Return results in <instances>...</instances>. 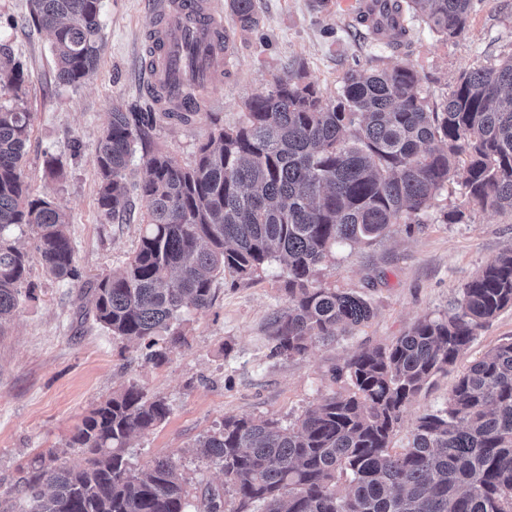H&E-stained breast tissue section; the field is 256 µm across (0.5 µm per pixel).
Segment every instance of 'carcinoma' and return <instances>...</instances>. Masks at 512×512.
I'll list each match as a JSON object with an SVG mask.
<instances>
[{
  "mask_svg": "<svg viewBox=\"0 0 512 512\" xmlns=\"http://www.w3.org/2000/svg\"><path fill=\"white\" fill-rule=\"evenodd\" d=\"M239 31L256 29L254 0H228ZM475 0H371L354 35L396 51L419 16L447 39L463 34ZM35 26L53 37L56 82L78 87L101 53V0H31ZM24 71L0 43V326L18 310L33 263L74 277L65 214L30 194L22 174L30 113ZM404 59L381 70L351 69L334 98L307 80L305 64L244 104L234 127L214 126L194 162L156 148L155 112L115 107L93 164L106 218L127 213V169L146 170L138 191L147 222L133 255L93 287L95 321L112 336L185 343L179 318L213 300L218 277L251 278L286 263L288 306L269 324L274 356L304 358L368 321L361 296L321 287L315 272L333 245L370 242L395 224H419L449 182L483 208L512 210V54L462 71L439 99L420 94ZM27 229L32 248L8 239ZM512 307V248L487 262L448 316L423 318L390 345L356 351L333 370L352 392L324 395L286 427L229 415L198 440L224 471L203 512H512V339L489 349L457 380L445 408L417 417L409 445L392 439L410 403L454 366L479 331ZM165 400L131 383L78 425L68 446L83 463H38L17 493L30 512H188L186 481L170 458L129 466L136 434L166 419Z\"/></svg>",
  "mask_w": 512,
  "mask_h": 512,
  "instance_id": "carcinoma-1",
  "label": "carcinoma"
}]
</instances>
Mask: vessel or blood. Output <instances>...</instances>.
I'll use <instances>...</instances> for the list:
<instances>
[{"instance_id":"b4317fda","label":"vessel or blood","mask_w":512,"mask_h":512,"mask_svg":"<svg viewBox=\"0 0 512 512\" xmlns=\"http://www.w3.org/2000/svg\"><path fill=\"white\" fill-rule=\"evenodd\" d=\"M150 7L162 23L155 34L159 48L144 69L142 85L167 103L194 110L186 86L206 85L222 69L224 16L215 0H151Z\"/></svg>"}]
</instances>
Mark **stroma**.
<instances>
[{"label": "stroma", "instance_id": "35a3bbf8", "mask_svg": "<svg viewBox=\"0 0 512 512\" xmlns=\"http://www.w3.org/2000/svg\"><path fill=\"white\" fill-rule=\"evenodd\" d=\"M149 0H102L103 51L95 75L77 88L55 80L51 35L35 27L29 0H0V41L9 44L24 68V106L31 133L24 179L33 196L48 197L65 212L75 248L76 277L55 278L33 265L15 318L0 329V500L27 505L13 492L34 460L78 459L67 442L81 419L129 383L165 399L169 416L134 438L128 453L133 469L158 457L172 458L186 479L193 505L207 489L224 485L220 466L202 460L194 445L224 416L273 419L288 425L331 392L347 390L330 376L355 351L384 345L404 335L418 319L444 317L465 285L502 250L512 247V211H494L464 201L452 182L432 201L423 225L396 224L372 243L334 246L316 277L326 288L367 299L372 317L353 335L318 346L305 358L270 353L268 326L288 304L285 266L274 261L252 279L225 275L214 285L210 307L191 312L183 324L184 345L167 349L162 361L142 347L125 346L93 319L92 286L122 266L137 246L146 212L138 192L120 220H105L97 205L93 155L114 107H152L139 85L148 60L145 37L155 25ZM359 0H256L258 30L232 32L221 74L196 97L200 114L191 123L163 119L155 145L178 164H190L211 120L232 126L243 104L304 61L307 77L324 96L339 92L352 67L376 69L392 60L380 46L350 32ZM418 89L439 97L458 74L493 64L512 53V0H479L465 33L443 39L421 18L406 20ZM55 160L58 174L47 162ZM463 206L467 218L449 224L444 212ZM512 338V308L480 330L467 353L404 412L394 448H404L416 418L444 407L460 374L488 349Z\"/></svg>", "mask_w": 512, "mask_h": 512}]
</instances>
